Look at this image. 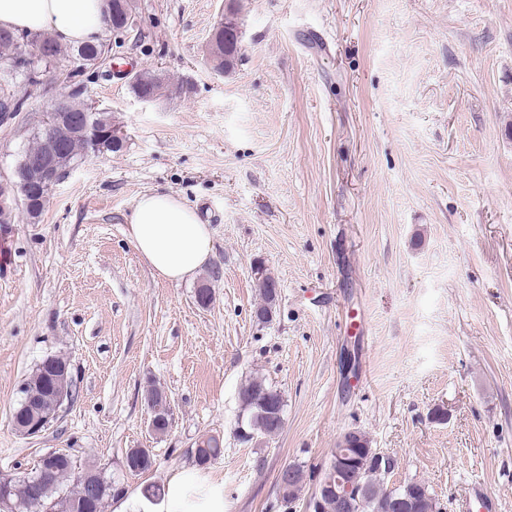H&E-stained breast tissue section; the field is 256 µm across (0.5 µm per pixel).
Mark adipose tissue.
Masks as SVG:
<instances>
[{"mask_svg":"<svg viewBox=\"0 0 512 512\" xmlns=\"http://www.w3.org/2000/svg\"><path fill=\"white\" fill-rule=\"evenodd\" d=\"M107 0H0V28L18 34L46 32L63 46L100 40ZM127 235L157 277L179 282L194 276L213 253L212 233L195 207L170 193L140 194L126 218ZM188 473L170 481L168 499L179 512H224V498L211 492L192 501Z\"/></svg>","mask_w":512,"mask_h":512,"instance_id":"ef3b65f1","label":"adipose tissue"}]
</instances>
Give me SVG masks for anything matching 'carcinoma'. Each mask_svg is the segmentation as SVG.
<instances>
[{"label":"carcinoma","mask_w":512,"mask_h":512,"mask_svg":"<svg viewBox=\"0 0 512 512\" xmlns=\"http://www.w3.org/2000/svg\"><path fill=\"white\" fill-rule=\"evenodd\" d=\"M110 53V39L80 44L66 53L45 33L19 35L9 30L6 36H0V60L5 64H14L15 69L9 72L0 69V94L7 96L9 100L21 102L24 96L16 90L17 77H28L27 71L30 69L46 71L54 77H64L73 107L79 109L83 106V101L79 98L80 92L76 87L90 80ZM207 55L215 61L212 69L224 74L228 72L224 67V56L232 57L236 63L240 57V48L234 45L227 50L221 44L215 46L210 43L207 45ZM129 80L132 93L140 99L146 96L169 98L182 94L184 90V86L172 82L164 73L156 70L138 71ZM39 153V131L34 130L31 142L21 153L16 166L28 165ZM92 153L93 148L88 140L70 138L62 163L71 168ZM256 280L260 295L257 308L263 312L276 310L279 292L274 290V286L277 281L268 272L256 277ZM240 394L248 397L242 407L243 432L238 434L240 440L247 441V432L272 437L282 430L284 419L280 418V414L284 413V399L280 391L264 378L254 376L244 382ZM198 447L200 450L194 452V458L199 466L219 458L223 453L222 441L216 436L199 441ZM95 474L97 469L91 467L80 472L75 471L71 458L67 457L61 460L56 477L46 488L31 483L34 477L32 472L13 479L7 509L10 512H77L74 505L81 503L85 512H104L107 500L123 495V491L105 480L100 481L98 490L90 489ZM361 481L371 486V495L361 501L356 512H385L389 495L404 492V487L391 488L383 475L372 471L363 473ZM415 488V512H431L433 504L429 486L417 481Z\"/></svg>","instance_id":"carcinoma-1"}]
</instances>
